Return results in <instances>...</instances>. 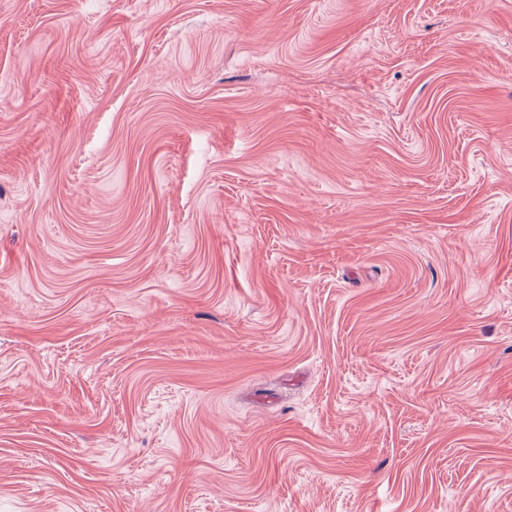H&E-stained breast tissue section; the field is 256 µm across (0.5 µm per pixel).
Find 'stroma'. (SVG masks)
I'll use <instances>...</instances> for the list:
<instances>
[{"label":"stroma","mask_w":512,"mask_h":512,"mask_svg":"<svg viewBox=\"0 0 512 512\" xmlns=\"http://www.w3.org/2000/svg\"><path fill=\"white\" fill-rule=\"evenodd\" d=\"M0 512H512V0H0Z\"/></svg>","instance_id":"35a3bbf8"}]
</instances>
